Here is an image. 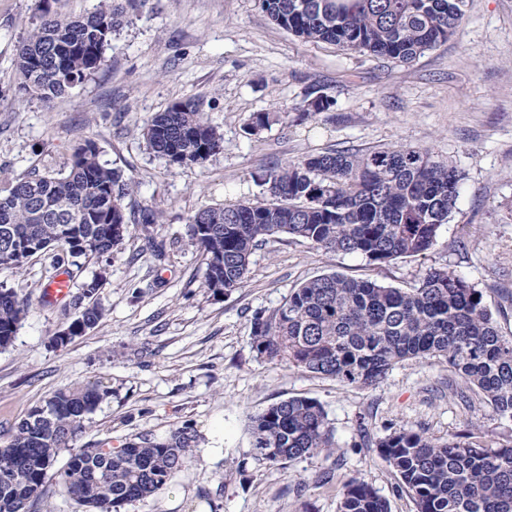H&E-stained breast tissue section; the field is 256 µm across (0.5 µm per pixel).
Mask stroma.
I'll return each instance as SVG.
<instances>
[{"label":"stroma","mask_w":512,"mask_h":512,"mask_svg":"<svg viewBox=\"0 0 512 512\" xmlns=\"http://www.w3.org/2000/svg\"><path fill=\"white\" fill-rule=\"evenodd\" d=\"M115 3L127 11L101 68L46 104L18 92L13 66L38 0H0V182L34 165L62 169L74 147L91 140L101 161L135 184L124 200L123 241L103 257L69 258L64 301L44 298L57 273L51 255L19 270L0 267V284L28 306L12 345L0 349V445L52 393L86 383L106 394L78 446L163 439L191 427L192 463L127 512H336L338 486L318 482L330 470L371 484L391 512H414L364 436L403 422L445 439L473 423L484 440L512 445V421L479 398L451 394L452 374L435 360L404 361L365 388L260 360L250 339L254 313L277 308L312 277L338 272L408 290L434 266L480 289L499 332L512 336V0H469L463 29L408 65L301 41L258 0ZM314 91L333 99L331 111L303 114ZM185 99L198 103L224 143L203 163L174 167L147 148L143 128ZM257 112L276 119L251 136L244 126ZM398 144L429 149L466 175L425 255L372 265L282 234L252 255L244 288L227 296L205 288L203 258L187 240L197 209L263 198L253 176L277 164ZM144 210L161 221L139 223ZM156 242L164 257L155 255ZM99 273L103 318L55 345L53 336L83 309V284ZM295 396L324 406L335 452L284 469L247 462L249 414Z\"/></svg>","instance_id":"stroma-1"}]
</instances>
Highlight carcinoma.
Segmentation results:
<instances>
[{
	"label": "carcinoma",
	"mask_w": 512,
	"mask_h": 512,
	"mask_svg": "<svg viewBox=\"0 0 512 512\" xmlns=\"http://www.w3.org/2000/svg\"><path fill=\"white\" fill-rule=\"evenodd\" d=\"M279 27L375 58L409 64L462 26L467 0H259ZM112 0L78 18L41 9L40 22L18 45L19 91L44 102L69 93L98 71L121 24ZM270 125L257 112L253 135ZM147 146L173 166L198 164L223 147V136L190 100L154 115ZM464 175L427 149L399 145L364 152L329 150L270 168L259 176L267 197L232 206H204L188 218L187 235L206 260L205 287L226 295L244 287L255 250L287 234L313 247L356 253L377 265L430 250L448 223ZM130 183L99 159L86 140L69 164L30 171L0 186V266L20 269L14 252L101 257L127 224L122 201ZM101 279L83 288L92 299L71 322L74 335L104 314L95 299ZM27 303L0 288V348L9 347ZM256 356L345 385L374 386L399 363L418 357L448 365L455 387L512 420V336L499 333L481 290L446 267L430 268L404 291L332 272L292 289L279 307L251 321ZM105 392L78 385L55 392L0 446V512H31L52 478L84 512H125L151 496L192 461L196 436L187 426L162 440L142 437L119 448H74L53 471L61 449L83 433ZM249 457L286 468L336 447L323 405L304 396L273 402L249 416ZM376 448L413 499L415 512H512V445L493 447L475 433L439 441L407 424L388 427ZM337 512H390L388 500L355 477L340 480Z\"/></svg>",
	"instance_id": "cac0c4a2"
}]
</instances>
